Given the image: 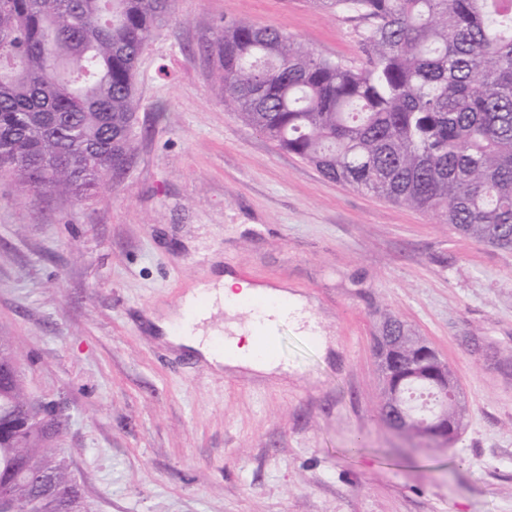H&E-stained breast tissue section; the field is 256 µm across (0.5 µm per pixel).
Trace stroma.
<instances>
[{
  "mask_svg": "<svg viewBox=\"0 0 512 512\" xmlns=\"http://www.w3.org/2000/svg\"><path fill=\"white\" fill-rule=\"evenodd\" d=\"M361 61L358 25L311 0H175L141 53L137 150L89 199L0 178V333L29 392L64 409L90 512H512V250L323 177L224 106L206 51L225 21ZM306 300L284 375L215 370L149 329L210 256ZM391 314L447 359L465 407L448 447L380 413Z\"/></svg>",
  "mask_w": 512,
  "mask_h": 512,
  "instance_id": "obj_1",
  "label": "stroma"
}]
</instances>
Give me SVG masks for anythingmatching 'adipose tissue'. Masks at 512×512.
Here are the masks:
<instances>
[{
    "mask_svg": "<svg viewBox=\"0 0 512 512\" xmlns=\"http://www.w3.org/2000/svg\"><path fill=\"white\" fill-rule=\"evenodd\" d=\"M256 296L267 298L271 303L270 308L266 309L252 331L239 329L235 322H227L226 350L221 354L215 352L211 346L213 331L205 325L207 313L198 312L193 320L186 317L187 311L195 310L198 299L202 297L208 298L211 306L221 307ZM284 301L290 304L294 323L303 325L308 313L306 303L300 297L290 296L287 290L271 284L259 285L242 281L230 272L214 274L197 283L187 293L182 309L171 314L168 319L153 321L151 328L174 346L200 353L215 368L223 367L249 374H284L288 371L287 365L272 357L259 356L257 352L259 337L275 335L281 322L276 306Z\"/></svg>",
    "mask_w": 512,
    "mask_h": 512,
    "instance_id": "1",
    "label": "adipose tissue"
}]
</instances>
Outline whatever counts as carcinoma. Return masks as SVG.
<instances>
[{
  "mask_svg": "<svg viewBox=\"0 0 512 512\" xmlns=\"http://www.w3.org/2000/svg\"><path fill=\"white\" fill-rule=\"evenodd\" d=\"M366 22L362 62L318 56L271 25L224 22L210 50L224 106L324 177L383 196L494 247L512 249V0H314ZM174 0H0V172L33 195L85 200L136 151L137 59ZM403 348L382 402L425 393L448 419L456 398L408 377ZM19 362L0 336V367ZM412 408L409 435L430 420ZM22 376H0V512H86L63 451Z\"/></svg>",
  "mask_w": 512,
  "mask_h": 512,
  "instance_id": "carcinoma-1",
  "label": "carcinoma"
}]
</instances>
